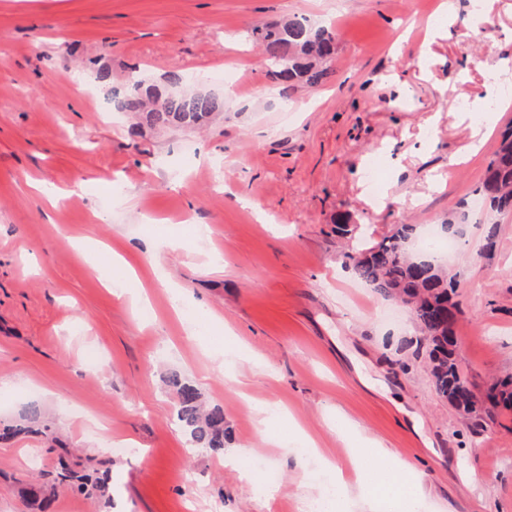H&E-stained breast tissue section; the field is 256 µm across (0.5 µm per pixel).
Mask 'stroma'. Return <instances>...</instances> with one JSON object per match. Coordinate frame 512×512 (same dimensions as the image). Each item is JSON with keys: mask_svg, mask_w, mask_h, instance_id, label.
I'll return each mask as SVG.
<instances>
[{"mask_svg": "<svg viewBox=\"0 0 512 512\" xmlns=\"http://www.w3.org/2000/svg\"><path fill=\"white\" fill-rule=\"evenodd\" d=\"M436 4L0 0V426L37 406L115 484L110 503L63 492L54 512H304L317 491L303 472L325 460L350 481L330 512L367 495L395 512L369 469L416 483L420 512H512V413L474 431L436 394L407 308L345 265L393 225L465 219L442 259L460 364L480 389L512 376V213L474 205L512 126L492 78L512 0ZM292 15L330 27L336 53L286 107L250 35ZM135 70L196 74L190 89L226 107L200 130L137 126L109 103ZM172 370L223 407V456L175 427ZM46 448L0 441V512H33L21 489L52 469ZM248 454L268 459L273 488L242 468Z\"/></svg>", "mask_w": 512, "mask_h": 512, "instance_id": "1", "label": "stroma"}]
</instances>
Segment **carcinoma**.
Wrapping results in <instances>:
<instances>
[{
  "instance_id": "obj_1",
  "label": "carcinoma",
  "mask_w": 512,
  "mask_h": 512,
  "mask_svg": "<svg viewBox=\"0 0 512 512\" xmlns=\"http://www.w3.org/2000/svg\"><path fill=\"white\" fill-rule=\"evenodd\" d=\"M252 41L258 43L263 64L282 81L280 95L298 84L316 87L332 74L331 63L336 53L335 35L326 28H315L304 17L293 16L252 30ZM184 77L172 73L169 88L162 92L148 84L145 77L131 78L126 86L120 109L138 114L147 125L196 126L214 113L224 111V97L214 93L181 90ZM479 196L491 210L512 212V130H506L493 158L488 162L479 187ZM413 232L410 224H400L381 241L355 254L347 255L354 276L384 297L398 299L410 306L414 320L428 345V370L437 395L459 414L482 426V408L512 411V377L490 383L483 399H478L472 384L459 365L456 348L449 339L458 318L453 302L456 281L425 255H413L407 244ZM169 383L177 388L176 427L197 448L208 453H224V412L219 407L203 408L201 394L174 371ZM37 420L36 409L21 415L14 425L0 430V437L10 439L28 432V424ZM70 451L60 449L51 480L30 487L29 495L40 512L51 508L58 491L72 492L87 499L110 497L108 479L97 478L76 470Z\"/></svg>"
}]
</instances>
